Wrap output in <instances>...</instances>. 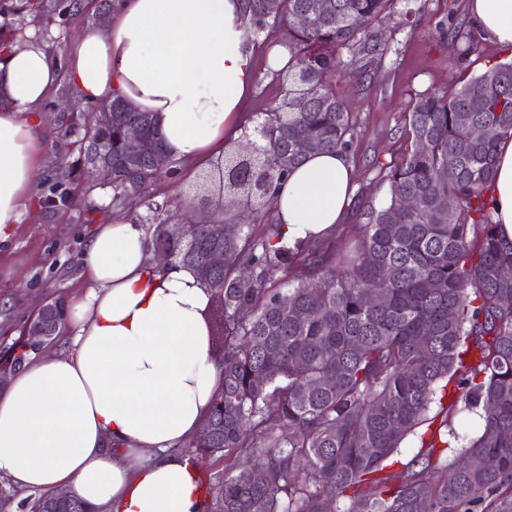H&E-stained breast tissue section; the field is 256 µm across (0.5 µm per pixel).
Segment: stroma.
Segmentation results:
<instances>
[{"mask_svg": "<svg viewBox=\"0 0 512 512\" xmlns=\"http://www.w3.org/2000/svg\"><path fill=\"white\" fill-rule=\"evenodd\" d=\"M394 18L383 24L387 51L372 63L340 50L347 64L346 79L339 85L356 123V136L348 151L355 174L354 204L349 224L360 223L359 206H381L389 197L388 166L406 154L408 142L401 136L408 105L427 92L451 94L462 78L503 61L504 53L474 29L466 0H399ZM87 11L69 25L51 24L48 47L59 66H66L72 37L86 30H103L98 15ZM282 29L255 36L258 82L245 113L246 125H255L262 112L281 98L276 79L265 76L266 45L287 40ZM60 91L37 106L36 134L41 148L36 155L38 178L26 204L22 223L12 225L0 240V347L18 337L24 321L44 301L70 300L85 289L81 255L95 231L84 222L79 208L40 206V199L56 187L59 168L53 149L58 128Z\"/></svg>", "mask_w": 512, "mask_h": 512, "instance_id": "obj_1", "label": "stroma"}]
</instances>
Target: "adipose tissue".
I'll use <instances>...</instances> for the list:
<instances>
[{"label":"adipose tissue","mask_w":512,"mask_h":512,"mask_svg":"<svg viewBox=\"0 0 512 512\" xmlns=\"http://www.w3.org/2000/svg\"><path fill=\"white\" fill-rule=\"evenodd\" d=\"M244 0H117L105 31L72 43L66 71L37 43L0 61V234L20 223L36 176L33 106L60 78L89 102L120 96L154 113L172 157L209 163L242 134L258 75ZM479 32L512 50V0H467ZM345 152H315L272 194L284 240L331 232L353 203ZM512 240V136L497 145L485 191ZM147 227L101 225L83 256L90 291L68 309V352L32 360L0 394V479L69 491L96 512H206L182 442L203 425L222 384L195 272L160 265Z\"/></svg>","instance_id":"obj_1"}]
</instances>
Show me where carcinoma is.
<instances>
[{
  "instance_id": "cac0c4a2",
  "label": "carcinoma",
  "mask_w": 512,
  "mask_h": 512,
  "mask_svg": "<svg viewBox=\"0 0 512 512\" xmlns=\"http://www.w3.org/2000/svg\"><path fill=\"white\" fill-rule=\"evenodd\" d=\"M397 0H328L325 14L293 25L307 0H245L244 22L258 34L288 28L293 63L277 74L283 96L263 113L266 129L254 165L268 187L311 153L346 151L356 135L352 112L336 91L347 49L373 61L386 51L376 23ZM82 14L79 0H0V54L28 41V28L61 11ZM298 97L308 109L296 112ZM112 124L78 111L57 132L63 161L87 139L112 150V210L153 225L148 248L166 249L210 289L203 312L223 375L213 407L188 452L224 459V481L212 512H512V240L493 223L484 191L495 173L496 147L512 133V63L486 68L450 96L410 102L404 135L410 150L389 166L390 196L362 208L358 236L331 232L290 248L279 244L270 192L236 183L251 201L250 224H235L215 206L211 224L190 225L172 242L164 225L179 199H158L167 176L146 158L130 160L127 123L141 125L164 147L156 116L112 100ZM83 135L70 139L76 122ZM415 208H404V198ZM224 250V266L207 256ZM303 278L291 279L295 270ZM383 302L377 304L373 293ZM33 352L18 336L0 362L23 369ZM482 410L477 435L459 436L457 401ZM441 410L429 416L431 405ZM428 424L416 455L395 456L405 437ZM288 431L287 438L273 436ZM463 441L453 458L448 439ZM466 456L483 460L464 469ZM236 474H229V471ZM45 512H93L78 497L41 495Z\"/></svg>"
}]
</instances>
